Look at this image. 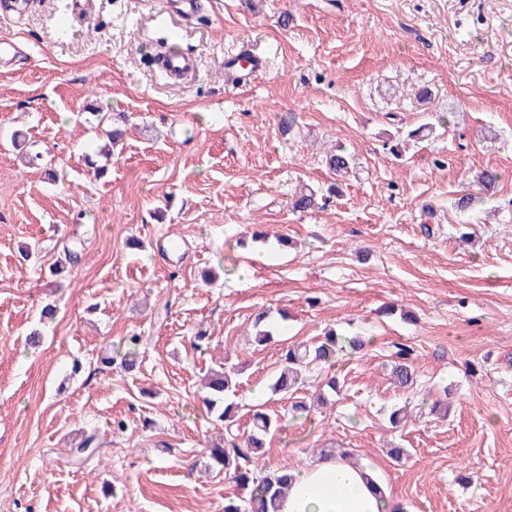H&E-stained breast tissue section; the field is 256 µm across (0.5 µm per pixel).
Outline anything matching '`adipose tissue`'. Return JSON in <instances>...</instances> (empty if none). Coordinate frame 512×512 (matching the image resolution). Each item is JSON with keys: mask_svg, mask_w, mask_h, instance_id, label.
Segmentation results:
<instances>
[{"mask_svg": "<svg viewBox=\"0 0 512 512\" xmlns=\"http://www.w3.org/2000/svg\"><path fill=\"white\" fill-rule=\"evenodd\" d=\"M279 512H400L379 475L341 457H326L292 472Z\"/></svg>", "mask_w": 512, "mask_h": 512, "instance_id": "obj_1", "label": "adipose tissue"}]
</instances>
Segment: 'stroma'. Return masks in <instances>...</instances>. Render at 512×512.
I'll return each instance as SVG.
<instances>
[{
  "mask_svg": "<svg viewBox=\"0 0 512 512\" xmlns=\"http://www.w3.org/2000/svg\"><path fill=\"white\" fill-rule=\"evenodd\" d=\"M198 2L27 0L22 24L0 19L19 47L0 66V512H224L237 488L208 467L224 429L202 387L222 365L243 409L281 417L272 467L340 448L407 512H512V0ZM171 32L195 60L179 80L151 61ZM246 49L264 75L225 90ZM87 112L122 129L112 157ZM487 168L491 200L456 211ZM304 188L318 209L293 210ZM332 329L373 344L310 373L303 396L330 372L342 389L302 426L270 390L279 350ZM132 336L135 368L103 366ZM395 341L416 389L390 380Z\"/></svg>",
  "mask_w": 512,
  "mask_h": 512,
  "instance_id": "obj_1",
  "label": "stroma"
}]
</instances>
